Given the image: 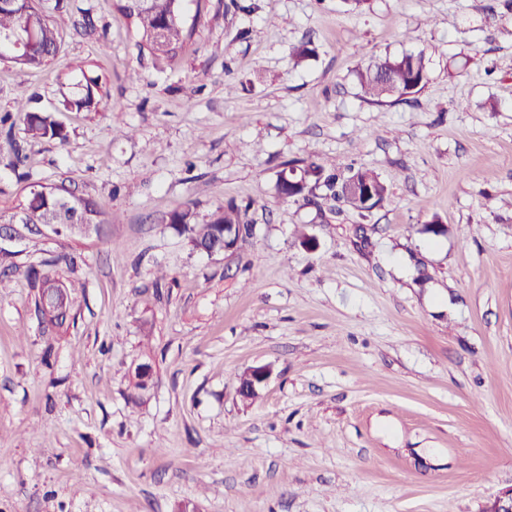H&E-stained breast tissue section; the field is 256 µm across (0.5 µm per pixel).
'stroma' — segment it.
Segmentation results:
<instances>
[{"label": "stroma", "mask_w": 512, "mask_h": 512, "mask_svg": "<svg viewBox=\"0 0 512 512\" xmlns=\"http://www.w3.org/2000/svg\"><path fill=\"white\" fill-rule=\"evenodd\" d=\"M370 4L184 0L169 68L115 0H71L92 29L43 68L0 64V112L25 89L68 135L15 127L27 161H0V209L71 178L114 215L103 240L0 238L23 265L0 289V512H484L512 486V6ZM419 51L421 93L360 100L356 69ZM64 75L116 111H63ZM311 156L374 171L387 202L282 201V164ZM248 201L255 234L224 254L166 223ZM64 253L72 316L47 330L26 270ZM264 365L243 401L238 374Z\"/></svg>", "instance_id": "1"}]
</instances>
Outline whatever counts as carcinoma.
<instances>
[{
    "label": "carcinoma",
    "instance_id": "carcinoma-1",
    "mask_svg": "<svg viewBox=\"0 0 512 512\" xmlns=\"http://www.w3.org/2000/svg\"><path fill=\"white\" fill-rule=\"evenodd\" d=\"M70 0H55V15L50 16L40 0H0V63H10L20 69L39 67L52 61L60 52L66 28L73 30L93 27L90 15L77 20L69 10ZM119 9L132 21L136 44L156 62L173 66L191 39L193 28L186 25L182 0H118ZM20 35L25 39L23 51H16L8 37ZM360 99L382 103L393 98L403 101L416 95L429 82L425 56L421 52L385 55L357 71ZM104 93L95 80L77 85V89L63 94L61 106L66 111L97 112ZM31 98H16V113L0 115V134L10 142L9 166L18 168L26 155L13 139L16 122L23 124L32 139H55L63 144L67 134L51 115L29 107ZM276 189L279 197L303 206L319 205L318 199L332 201L339 206L363 215L379 208L389 197L387 184L371 170L347 167L343 172L326 168L316 159L304 166L289 165L278 174ZM250 205L229 204L213 211L208 220L199 222L193 207L171 213L167 223L200 253H209L226 236L230 245H240L255 232L248 219ZM97 224L105 229L112 223V213L95 200L77 192L73 180L62 178L52 183L33 186L25 200L7 211L0 210L1 224H54V235L64 238L79 236L75 224ZM39 289L35 309L44 323L59 327L70 318L69 295L57 284L53 270L38 276ZM153 368L148 362L134 370V389L143 395L151 381Z\"/></svg>",
    "mask_w": 512,
    "mask_h": 512
}]
</instances>
